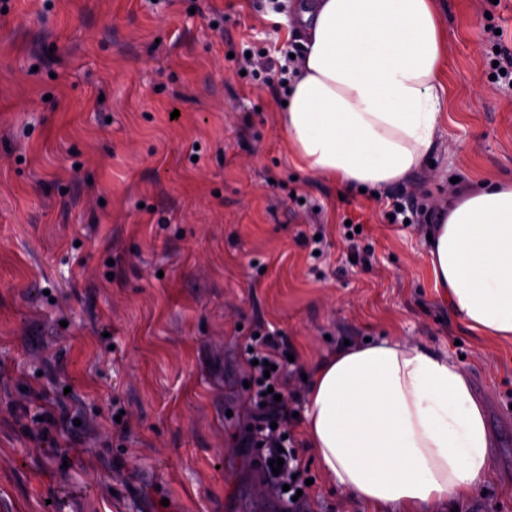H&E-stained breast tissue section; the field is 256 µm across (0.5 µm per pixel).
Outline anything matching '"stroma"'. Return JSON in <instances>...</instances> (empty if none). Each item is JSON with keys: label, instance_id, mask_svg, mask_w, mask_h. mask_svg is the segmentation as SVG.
<instances>
[{"label": "stroma", "instance_id": "35a3bbf8", "mask_svg": "<svg viewBox=\"0 0 512 512\" xmlns=\"http://www.w3.org/2000/svg\"><path fill=\"white\" fill-rule=\"evenodd\" d=\"M437 7V147L405 181L344 194L288 149L279 69L300 46L272 19L282 0H0V512H226L232 496L285 512L243 443L245 345L273 330L306 512L365 507L304 443L303 376L382 337L466 373L492 476L459 512H512V341L452 314L429 225L389 216L393 198L431 214L512 181V88L491 77L512 0ZM249 49L267 78L243 74Z\"/></svg>", "mask_w": 512, "mask_h": 512}]
</instances>
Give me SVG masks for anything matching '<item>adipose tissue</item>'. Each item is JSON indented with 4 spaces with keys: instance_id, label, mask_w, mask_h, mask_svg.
<instances>
[{
    "instance_id": "1",
    "label": "adipose tissue",
    "mask_w": 512,
    "mask_h": 512,
    "mask_svg": "<svg viewBox=\"0 0 512 512\" xmlns=\"http://www.w3.org/2000/svg\"><path fill=\"white\" fill-rule=\"evenodd\" d=\"M302 45L282 127L302 169L386 188L435 147L446 54L435 0H297ZM429 259L469 329L512 339V184L438 204ZM303 434L366 512H436L490 477L484 405L464 371L420 344L342 348L311 371Z\"/></svg>"
}]
</instances>
